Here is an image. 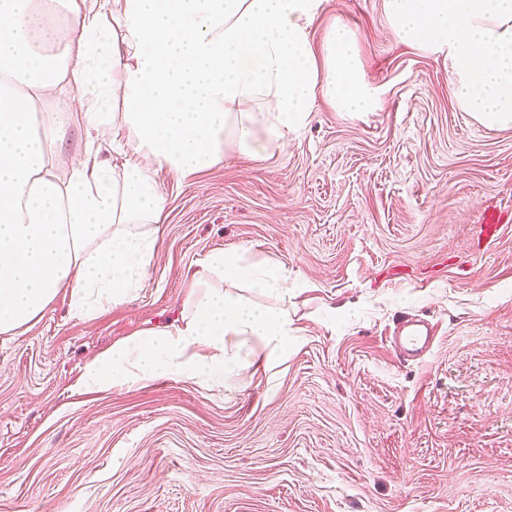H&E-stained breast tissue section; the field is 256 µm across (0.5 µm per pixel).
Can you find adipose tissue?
Returning <instances> with one entry per match:
<instances>
[{
	"label": "adipose tissue",
	"instance_id": "ef3b65f1",
	"mask_svg": "<svg viewBox=\"0 0 512 512\" xmlns=\"http://www.w3.org/2000/svg\"><path fill=\"white\" fill-rule=\"evenodd\" d=\"M323 0H0V334L38 320L61 289L91 318L144 287L159 244L153 170L192 174L238 151L256 160L307 123L317 100L373 112L354 31L336 22L320 48L309 29ZM78 113L83 153L58 148L53 111ZM136 159L115 169L105 127ZM288 291L284 264L214 252L175 325L88 362L86 390L177 377L224 386L240 353L263 366L288 352L284 309L213 286Z\"/></svg>",
	"mask_w": 512,
	"mask_h": 512
}]
</instances>
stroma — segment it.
Wrapping results in <instances>:
<instances>
[{"instance_id":"35a3bbf8","label":"stroma","mask_w":512,"mask_h":512,"mask_svg":"<svg viewBox=\"0 0 512 512\" xmlns=\"http://www.w3.org/2000/svg\"><path fill=\"white\" fill-rule=\"evenodd\" d=\"M339 20L379 110L320 100L265 160L155 168L147 286L89 320L61 289L0 335V512H512V127L463 112L383 0H324L313 43ZM488 210L500 234L473 247ZM219 250L287 266L286 361L228 390H79L88 362L175 323ZM409 317L437 332L420 363L386 341Z\"/></svg>"}]
</instances>
